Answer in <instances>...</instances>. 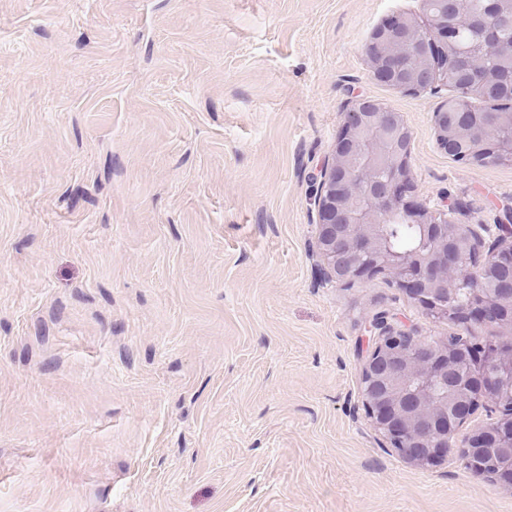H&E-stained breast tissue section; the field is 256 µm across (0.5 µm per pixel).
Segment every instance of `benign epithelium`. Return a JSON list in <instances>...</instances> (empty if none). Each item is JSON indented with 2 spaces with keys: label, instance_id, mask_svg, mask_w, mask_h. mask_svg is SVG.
<instances>
[{
  "label": "benign epithelium",
  "instance_id": "1",
  "mask_svg": "<svg viewBox=\"0 0 512 512\" xmlns=\"http://www.w3.org/2000/svg\"><path fill=\"white\" fill-rule=\"evenodd\" d=\"M433 35L424 38L407 17L381 23L365 45L370 78L402 93L455 90V106L432 113L436 144L469 132L464 121L474 87L495 86L504 74L489 57L512 54V41L494 24L502 5L484 0L467 12L461 0H443ZM476 36L459 46L461 27ZM490 157L459 155L463 164L512 165V142L489 131ZM412 133L402 113L378 99L355 101L336 134L332 152L315 178L313 256L328 282L339 285L390 277L408 299L439 321L512 327V213L503 237L488 243L473 224H449L460 201L432 209L411 177ZM400 215L418 224L428 240L418 254L393 252L382 228ZM470 285H465V282ZM469 287L464 297L457 289ZM371 347L361 356L363 402L374 429L407 462L430 467L443 460L473 412L489 403L501 417L467 434L461 449L501 456L469 468L512 488V347L433 342L398 329L386 313L370 324Z\"/></svg>",
  "mask_w": 512,
  "mask_h": 512
}]
</instances>
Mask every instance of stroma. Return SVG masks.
Segmentation results:
<instances>
[{
    "label": "stroma",
    "instance_id": "35a3bbf8",
    "mask_svg": "<svg viewBox=\"0 0 512 512\" xmlns=\"http://www.w3.org/2000/svg\"><path fill=\"white\" fill-rule=\"evenodd\" d=\"M403 13L421 0H0V512H512L363 404L378 311L456 325L311 255L362 97L407 120L420 198L466 201L489 242L512 206V166L438 148L447 91L370 78Z\"/></svg>",
    "mask_w": 512,
    "mask_h": 512
}]
</instances>
